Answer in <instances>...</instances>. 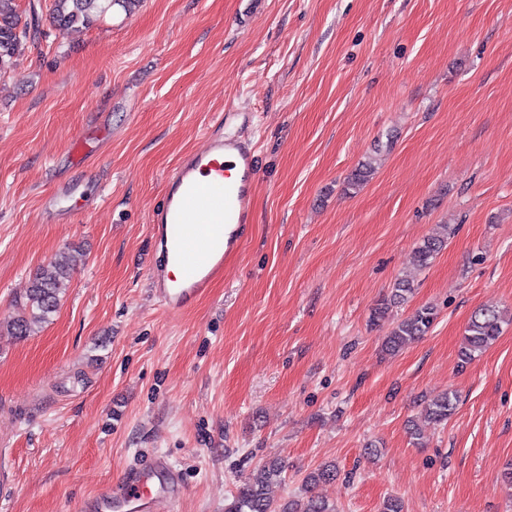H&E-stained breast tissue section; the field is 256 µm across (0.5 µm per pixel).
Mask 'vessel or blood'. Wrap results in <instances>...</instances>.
Wrapping results in <instances>:
<instances>
[{"mask_svg": "<svg viewBox=\"0 0 512 512\" xmlns=\"http://www.w3.org/2000/svg\"><path fill=\"white\" fill-rule=\"evenodd\" d=\"M259 174L255 153L238 135H220L207 149L190 154L171 170L168 190L152 214L151 233L161 254L179 266L168 284L163 270L148 279L153 293L173 313L189 307L224 275L229 254L238 250L250 223ZM183 493L176 470L163 458L147 469L124 473L119 489H101L91 500L96 512H172Z\"/></svg>", "mask_w": 512, "mask_h": 512, "instance_id": "b4317fda", "label": "vessel or blood"}]
</instances>
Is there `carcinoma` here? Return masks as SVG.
I'll use <instances>...</instances> for the list:
<instances>
[{
  "mask_svg": "<svg viewBox=\"0 0 512 512\" xmlns=\"http://www.w3.org/2000/svg\"><path fill=\"white\" fill-rule=\"evenodd\" d=\"M141 2L142 0H53L52 22L59 31L75 30L104 16L115 5L130 14ZM36 34L37 29L32 24L19 21L15 0H0V72L14 65L15 58L25 50ZM375 171V165L370 160L358 164L346 177L344 190H358L373 178ZM447 243L448 225L445 224L441 232L425 238L415 248V266L420 269L428 267ZM74 262L72 255L61 253L38 268L27 289L22 314L11 321L10 327L15 336L23 338L31 335L33 327L56 312ZM410 293L411 282L407 279L399 280L391 294L379 300L372 308L370 322L376 326L387 321L391 306L405 300ZM436 318L437 312L432 306L425 305L415 309L392 325L385 336V349L398 352L419 340L429 332ZM502 323L501 312L497 307L491 305L478 309L465 330L459 351L461 364H469L481 356L500 336ZM456 408L457 396L444 392L426 401L423 409L424 421L433 425L446 423ZM282 472L283 466L278 461H270L259 467L225 506V512H337L334 506L315 493L319 484L336 479L335 465H321L304 477V498L279 504L270 498L268 487L281 480Z\"/></svg>",
  "mask_w": 512,
  "mask_h": 512,
  "instance_id": "obj_1",
  "label": "carcinoma"
}]
</instances>
